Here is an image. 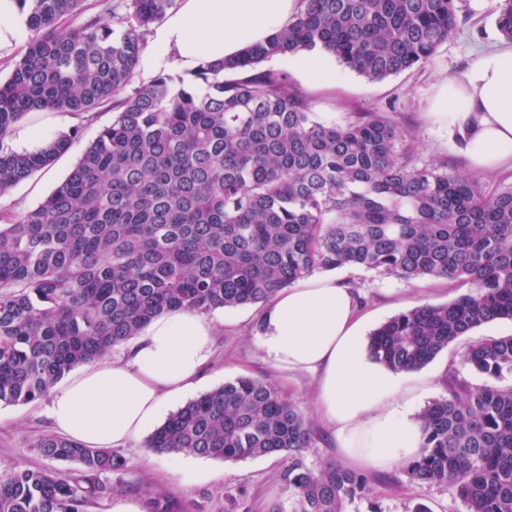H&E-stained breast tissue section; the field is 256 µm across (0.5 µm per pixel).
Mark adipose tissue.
Segmentation results:
<instances>
[{"label": "adipose tissue", "mask_w": 512, "mask_h": 512, "mask_svg": "<svg viewBox=\"0 0 512 512\" xmlns=\"http://www.w3.org/2000/svg\"><path fill=\"white\" fill-rule=\"evenodd\" d=\"M302 0H181L154 27L144 77L174 60L182 70L237 56L287 28ZM426 115L447 129L470 169H512V43L477 53L457 77L438 81ZM216 321L175 308L152 318L126 360L99 361L53 388L55 430L88 448L136 442L169 406L201 381ZM256 342L275 367L317 376V411L334 428L337 451L353 466L384 470L412 459L420 427L402 385L407 375L369 362L363 319L349 288L310 276L262 309Z\"/></svg>", "instance_id": "1"}]
</instances>
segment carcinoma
<instances>
[{"label":"carcinoma","instance_id":"cac0c4a2","mask_svg":"<svg viewBox=\"0 0 512 512\" xmlns=\"http://www.w3.org/2000/svg\"><path fill=\"white\" fill-rule=\"evenodd\" d=\"M17 2L29 37L0 81V196L80 133L18 154L6 138L24 115L89 118L108 106L113 118L40 205L0 213V403L42 398L171 308L265 305L316 270L473 286L373 330L369 359L392 371L419 370L456 338L512 320V187L488 192L444 161H420L388 112L319 122L286 72L261 68L320 50L370 81L398 75L452 35L456 0H303L287 28L241 56L130 93L144 35L175 0H129V13L112 14L118 35L98 18L61 28L83 0ZM496 23L512 40V0H498ZM466 361L490 378L512 374V336L471 345ZM417 421L410 482L452 487L466 512H512V387L453 378ZM314 439L275 384L241 376L171 413L147 447L224 462L287 454L295 512H346L368 497V479L339 464L306 469L300 453ZM33 448L53 466L1 476L0 512H90L112 492L102 476L124 465L110 448L54 435Z\"/></svg>","mask_w":512,"mask_h":512}]
</instances>
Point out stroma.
<instances>
[{"label": "stroma", "mask_w": 512, "mask_h": 512, "mask_svg": "<svg viewBox=\"0 0 512 512\" xmlns=\"http://www.w3.org/2000/svg\"><path fill=\"white\" fill-rule=\"evenodd\" d=\"M496 5L497 0H458L455 32L421 67L372 82L336 66L335 92L311 96L316 116L343 124L353 112L391 113L401 128L413 134L419 157L447 162L449 168L470 175L465 158L449 145L444 131L426 120L425 112L434 83L458 75L476 53L501 41L495 22ZM111 119V111L100 109L93 121L84 123L67 152L0 197V211L21 214L41 203L67 177L84 148ZM336 277L357 288L361 312L370 330L400 312L423 304L447 303L471 291L470 284L461 281L406 282L348 267L338 269ZM259 313L256 306L214 311V318L222 325L215 338V355L203 371L199 390L207 392L240 376L274 382L309 416L316 438L310 448L303 450L302 460L309 470L319 471L338 462L339 456L333 430L315 408L317 381L308 375L279 370L265 360L255 341ZM509 335L512 320L505 319L457 338L433 361L413 372L404 386L406 395L414 398L420 410L445 395L449 375L474 386L485 383V376L471 370L463 356L471 344ZM47 405L44 398L28 404H0V475L17 464L45 466V459L32 445L53 431ZM119 454L124 467L112 474V494L98 512H113L123 500H135L144 506L163 493L173 497L178 512H269L274 504L280 512H294L296 507L292 491L281 478L288 464L282 455L224 462L186 453L157 452L148 448L143 438L120 448ZM366 476L369 501H376L381 512H413L420 503L431 512H466L451 488L410 483L402 467L370 470ZM369 501L353 503L354 512H368Z\"/></svg>", "instance_id": "1"}]
</instances>
